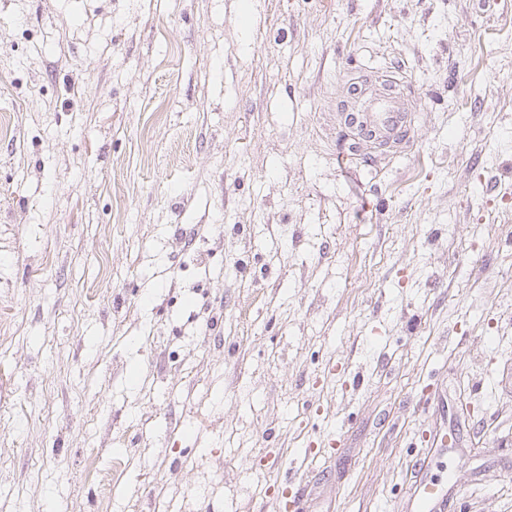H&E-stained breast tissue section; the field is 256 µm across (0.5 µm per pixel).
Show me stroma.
<instances>
[{"label":"stroma","mask_w":512,"mask_h":512,"mask_svg":"<svg viewBox=\"0 0 512 512\" xmlns=\"http://www.w3.org/2000/svg\"><path fill=\"white\" fill-rule=\"evenodd\" d=\"M0 123V512H269L310 446L303 512H406L442 434L512 512V0H0ZM359 121L384 141H391L406 127L407 113L396 98L368 102Z\"/></svg>","instance_id":"stroma-1"}]
</instances>
